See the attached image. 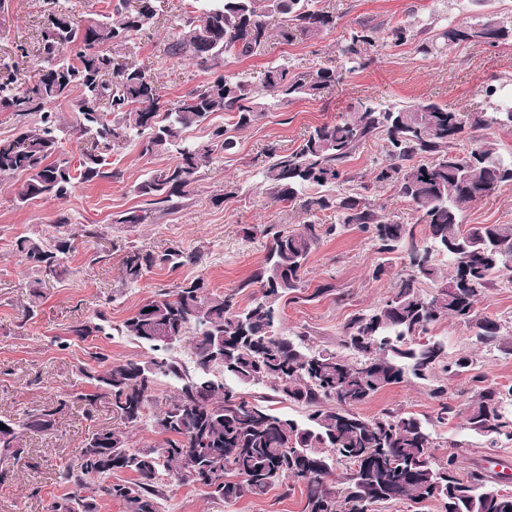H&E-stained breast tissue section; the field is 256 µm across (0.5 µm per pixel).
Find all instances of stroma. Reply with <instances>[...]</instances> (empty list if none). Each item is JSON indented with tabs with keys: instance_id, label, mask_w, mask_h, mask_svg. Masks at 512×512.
Segmentation results:
<instances>
[{
	"instance_id": "1",
	"label": "stroma",
	"mask_w": 512,
	"mask_h": 512,
	"mask_svg": "<svg viewBox=\"0 0 512 512\" xmlns=\"http://www.w3.org/2000/svg\"><path fill=\"white\" fill-rule=\"evenodd\" d=\"M187 0H164L162 11L141 34L133 38L127 53L137 65L155 77L157 91L165 104H172L205 83L208 73L190 61L168 57L166 46L176 39L175 22L180 5ZM0 12V59L16 60L19 49L36 57L43 26V0H6ZM332 12L336 26L320 38L303 36L285 43L271 38L255 56L228 60L225 74L237 75L260 86L267 66L274 62L304 70L326 65L352 31L374 29L376 43L367 48V65L348 74L335 87L315 98L274 105L254 124L237 128L231 114H217L214 124L227 128L234 138L233 151L216 155L201 171L184 208L146 224H123L119 217L143 205L137 186L147 171L174 163V154L141 155L136 143L113 150L112 178L76 185L62 200L36 199L21 205L17 192L24 175L0 177V416L56 403L65 394L84 390L77 368L88 362L90 353L100 352L110 360L150 361L152 351L116 334L115 326L141 303L163 288L182 280L200 278L218 295H234L237 304L252 296L244 282L262 265L270 240L257 234L248 238L249 226L280 224L295 231L304 224H332L331 210L306 211L300 206L277 201L257 175L258 157L267 144L293 150L314 127L333 122L348 112L357 100L370 99L385 106L411 99H429L465 113L486 112L493 101L487 86L512 87V43L492 48L480 44L448 45L440 37L447 27L476 26L487 17L512 25V0H319ZM412 30L414 40L397 44L389 33L396 26ZM429 40L430 53L417 50L420 40ZM381 143L357 151L345 164L344 182L337 193L365 198L382 219L411 226L417 241L427 235L425 225L395 187L372 179L375 164L383 162ZM238 194L224 199L225 184ZM72 224H93L101 231L98 239H79L66 259L69 275L46 284L40 296H30L27 284L33 270L16 249L19 238L53 234L59 217ZM466 224H512V189L493 194L472 205ZM178 244L200 249L199 265L176 270L156 267L135 287L121 279L122 261L130 249L155 253ZM383 266L375 274V266ZM402 268L400 254L376 253L371 237L351 226L329 236L310 254L303 273V286L280 307L282 335L306 333L315 348H336L344 323L354 314L386 300ZM332 284L331 293L315 296L320 285ZM33 306L25 317V306ZM476 308L480 314L499 321L512 334V275L496 279L481 294ZM104 313L112 332L87 340L71 337L69 329ZM444 339L449 356H472L470 372L448 379V400L464 410L472 394L471 375L512 385V354L476 345L469 329L448 319L430 329ZM437 407L428 381L416 378L376 394L359 409L365 416L393 408L431 419L430 431L436 455H444L452 443L462 442L460 464L468 469L495 457L512 461V441L500 440L488 447L479 435L468 431L463 419L446 424L433 422ZM109 403H100L94 418H86L79 401H71L67 412L51 430L25 435L22 460L0 481V512H52L68 497L71 486L60 478L63 469L80 470L81 446L92 430L115 425ZM166 497L160 512H303L302 486L281 485L261 497H244L227 505L211 499L205 489L189 483L163 479Z\"/></svg>"
}]
</instances>
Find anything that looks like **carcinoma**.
I'll list each match as a JSON object with an SVG mask.
<instances>
[{
    "mask_svg": "<svg viewBox=\"0 0 512 512\" xmlns=\"http://www.w3.org/2000/svg\"><path fill=\"white\" fill-rule=\"evenodd\" d=\"M159 0H116L112 11L84 26L74 19L71 0H45L47 5L34 75L23 82L0 80V109L23 121L21 131L0 140V175L23 174L17 200L66 198L77 183L105 178L107 152L125 142H139L144 156L173 152L176 162L150 170L137 187L148 198L145 213L128 212L118 224H142L184 206L200 170L215 155L235 148L222 126L207 139L192 140L184 131L230 112L245 128L266 111L265 98L289 103L319 96L346 74L366 66L363 49L376 43L374 31L350 34L325 66L293 69L286 63L267 67L263 91L237 76L219 74L167 107L160 103L153 77L127 61L126 45L158 14ZM197 6L177 15L180 34L167 48L173 58L186 59L203 71L224 68L228 58L257 54L271 37L266 18L277 15L276 36L284 42L296 35L314 38L336 27V16L317 0H193ZM479 28L493 30L481 39L476 27L455 25L442 32L450 44L497 47L512 41V27L489 18ZM80 92L77 126L93 138V149L73 160L61 150L62 124L52 105ZM512 127V97L501 98L490 112L463 114L431 100L382 109L358 101L340 119L314 128L292 151L275 145L263 151L259 174L269 193L281 202L332 209L337 223L324 228L304 224L290 231L278 224L260 232L270 238L265 260L244 284L258 295L240 308L231 295L218 296L197 278L162 289L115 327L157 353L149 362L110 361L99 353L78 374L92 390L75 395L93 418L106 400L118 419L115 427L92 431L81 447V470H66L63 482L74 491L53 512H95L97 499H117L127 512H158L163 497L161 472L207 489L230 505L245 496L262 497L290 480L305 490L303 512H372L383 501H436L441 512H512V494L503 495L493 476L481 468L460 472L457 455L436 456L426 425L417 417L386 409L365 417L358 407L382 390L398 385L406 374L426 380L441 370L453 377L473 360L465 355L448 360L445 343L428 336L430 327L455 319L472 331L476 344L512 353V336L501 324L477 312L478 297L512 264V224L465 227L463 213L475 202L512 186V154L501 152L492 138L460 150L453 143L468 131ZM381 140L386 164L375 168V181L391 182L412 205L417 221L427 226L431 245L414 240L406 224L380 219L373 206L357 196L335 193L344 181V163L369 142ZM319 193L302 198L303 191ZM355 224L371 233L378 253H404L406 273L393 294L376 306L353 315L342 327L345 356L329 348L306 346L307 334L291 339L281 334L280 304L302 287L306 262L320 240ZM101 236L85 224L72 226L62 217L56 234L22 237L17 250L37 274L28 282L30 295L65 273L63 257L77 237ZM446 256L448 269L432 254ZM203 252L179 245L161 254L128 251L122 281L139 282L155 267L197 265ZM432 292L424 294L420 284ZM104 314L78 323L70 335L85 340L105 332ZM165 336L187 343L194 363L190 371L169 355ZM224 339V359L213 358ZM159 375L178 382L177 394L161 415L147 420L146 409ZM261 385L267 394L246 397L228 385ZM474 396L465 407V426L493 448L512 438V387L502 389L472 378ZM438 400L435 421L459 416L448 402L447 387L433 390ZM288 400L309 408L299 423L277 414L270 402ZM69 408V400L28 410L0 428L2 464L20 459V441L28 433L49 430ZM149 424L164 436L158 446L133 448V432ZM216 457L218 472L199 466ZM345 465L340 475L333 462ZM129 471L136 478L104 483L102 478Z\"/></svg>",
    "mask_w": 512,
    "mask_h": 512,
    "instance_id": "carcinoma-1",
    "label": "carcinoma"
}]
</instances>
